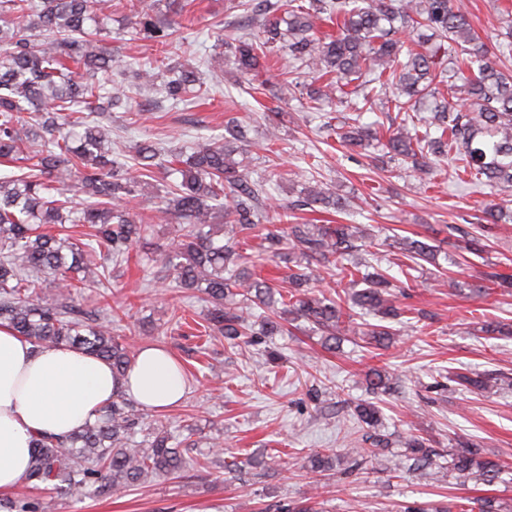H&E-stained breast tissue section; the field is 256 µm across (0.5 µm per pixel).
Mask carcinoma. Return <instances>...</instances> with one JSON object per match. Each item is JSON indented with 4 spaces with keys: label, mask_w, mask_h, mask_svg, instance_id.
Masks as SVG:
<instances>
[{
    "label": "carcinoma",
    "mask_w": 512,
    "mask_h": 512,
    "mask_svg": "<svg viewBox=\"0 0 512 512\" xmlns=\"http://www.w3.org/2000/svg\"><path fill=\"white\" fill-rule=\"evenodd\" d=\"M102 0H0V164L16 172L0 176V324L39 346H74L110 362L117 377L131 360L126 337L112 332L118 311L83 312L69 303L84 288L102 284L105 272L94 266L90 242L114 265L150 236V225L184 220L174 247L157 246L150 260L175 287L197 290L210 304L204 335L222 336L233 347H255L299 321L309 323L324 349L334 352L343 341L351 311L375 319L364 323L363 336L386 349L403 323L396 285L379 269L344 275L336 296L311 286L314 270L343 266L370 238L357 224H295L288 211L318 206L345 211L348 197L320 180L301 188L296 203L284 207L271 229L269 180L241 169L237 155L248 152L247 120L229 115L224 136L175 156L181 181L169 186L145 220L129 207L144 178L160 169L159 150L150 141L135 143L131 164L115 167L107 152L109 130L89 114L107 112L126 95L115 86L101 93L102 78L116 59L107 51L99 20ZM133 31L155 51L138 69L142 87L157 91L173 107L203 104L208 88L198 67L172 65L178 42L176 22L158 16L153 0H121ZM226 23L232 34L222 40L224 61L244 77L256 78L267 52L278 48L310 82L284 71L281 88L299 90L306 112L333 102L352 113L340 142L370 146L378 132L361 123L363 112H402L403 122L382 147L389 158L408 165L422 182L435 175V162L458 149L473 184H488L499 201L486 204L483 222L512 218V12L503 11L498 49L490 51L470 22L464 0H237ZM262 17L251 31L255 16ZM336 24L334 35H318L319 24ZM265 137L279 140L282 119L266 115ZM59 224L57 234L45 231ZM86 224L82 237L67 225ZM261 240L265 259L292 263L282 292L254 272L256 260L246 252L250 238ZM390 247L404 253L413 270L435 263L428 244L393 237ZM56 289L55 302L44 288ZM365 389L378 398L397 379L384 369L365 372ZM453 382L469 392L493 387L511 389L512 377L459 373ZM352 418L366 430L370 447L359 442L346 449L343 474L379 462L386 446L382 417L372 401L354 406ZM142 439H137V435ZM183 442L163 425L143 426V416L129 403L112 402L91 424L66 441L42 435L34 440L25 480L59 496L79 498L95 492L116 493L147 477L177 474L188 464ZM404 460L415 469L433 465L435 450L414 433L403 441ZM336 455L309 456L313 473L330 471ZM260 462L231 455L224 469L240 471ZM448 470L465 484L475 479L493 486L504 465L464 442L448 459ZM263 512H316L307 503L269 504Z\"/></svg>",
    "instance_id": "cac0c4a2"
}]
</instances>
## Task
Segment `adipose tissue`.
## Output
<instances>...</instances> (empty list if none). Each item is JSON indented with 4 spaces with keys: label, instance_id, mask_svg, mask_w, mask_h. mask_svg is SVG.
<instances>
[{
    "label": "adipose tissue",
    "instance_id": "adipose-tissue-1",
    "mask_svg": "<svg viewBox=\"0 0 512 512\" xmlns=\"http://www.w3.org/2000/svg\"><path fill=\"white\" fill-rule=\"evenodd\" d=\"M185 391L181 366L162 348L138 349L117 378L101 358L69 346L39 347L0 326V494L21 484L39 435L66 439L121 398L163 411Z\"/></svg>",
    "mask_w": 512,
    "mask_h": 512
}]
</instances>
